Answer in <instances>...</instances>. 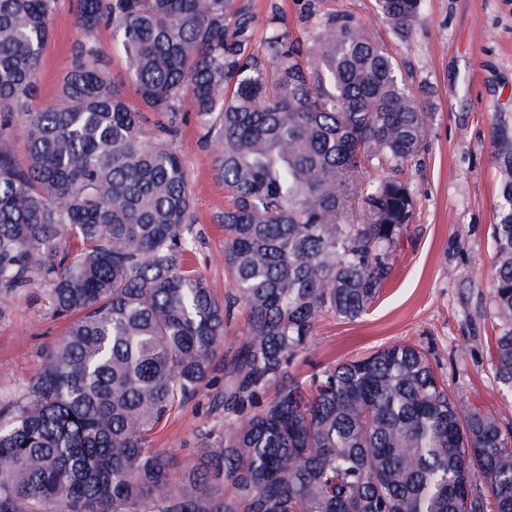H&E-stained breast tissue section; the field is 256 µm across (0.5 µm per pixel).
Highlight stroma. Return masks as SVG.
<instances>
[{"label":"stroma","instance_id":"1","mask_svg":"<svg viewBox=\"0 0 512 512\" xmlns=\"http://www.w3.org/2000/svg\"><path fill=\"white\" fill-rule=\"evenodd\" d=\"M246 2L258 17L278 12L293 34L307 36V0ZM52 11L38 108L56 101L71 49L83 37L73 0H54ZM320 11L348 15L383 46L407 85L424 93L433 120L427 150L408 171L416 211L395 249L391 279L360 319L320 321L296 366L306 372L409 343L427 352L462 411L478 408L512 424V398L502 394L494 373L492 338L500 319L491 273L505 176L499 147L512 142V0H421V23L403 35L380 16L377 0H322ZM174 146L193 198L194 264L220 298L230 286L224 228L215 217L227 197L194 113L185 114ZM67 326L52 314L43 289L0 293V400L19 401L44 350ZM220 387L217 380L204 385L156 435L155 448L174 454L181 470L193 469L200 448L218 446L224 435V417L210 407Z\"/></svg>","mask_w":512,"mask_h":512}]
</instances>
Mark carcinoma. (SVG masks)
I'll return each mask as SVG.
<instances>
[{
    "label": "carcinoma",
    "mask_w": 512,
    "mask_h": 512,
    "mask_svg": "<svg viewBox=\"0 0 512 512\" xmlns=\"http://www.w3.org/2000/svg\"><path fill=\"white\" fill-rule=\"evenodd\" d=\"M51 2L0 0V291L39 284L69 321L0 408V512H512V426L462 412L421 349L294 370L320 320L374 302L413 219L432 112L386 50L319 0L309 41L274 13L261 48L236 0H76L85 40L32 110ZM378 6L400 34L420 17V0ZM109 24L135 104L94 38ZM185 112L230 199L222 301L188 263ZM502 198L493 351L512 396V179ZM217 372L224 441L180 476L154 435Z\"/></svg>",
    "instance_id": "obj_1"
}]
</instances>
